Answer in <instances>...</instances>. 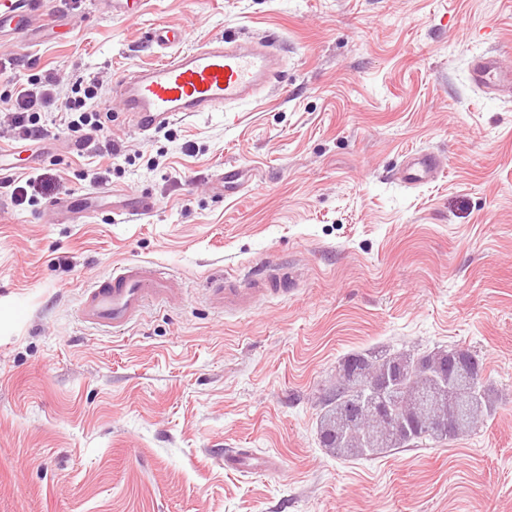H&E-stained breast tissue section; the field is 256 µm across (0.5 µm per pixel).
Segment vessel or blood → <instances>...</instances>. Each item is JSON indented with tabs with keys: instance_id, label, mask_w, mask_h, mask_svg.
<instances>
[{
	"instance_id": "b4317fda",
	"label": "vessel or blood",
	"mask_w": 512,
	"mask_h": 512,
	"mask_svg": "<svg viewBox=\"0 0 512 512\" xmlns=\"http://www.w3.org/2000/svg\"><path fill=\"white\" fill-rule=\"evenodd\" d=\"M39 6L40 0H0V35L28 34ZM188 38L186 29L156 26L150 39L166 50V57L126 73L115 88L140 134H150L198 113L231 111L274 86L284 68L267 38L227 34L191 48L186 45ZM471 77L487 94L512 97V69L503 68L495 52L473 58ZM438 166V156L417 152L406 158L397 178L414 187L432 179ZM293 280L290 268L271 265L262 276L250 278L248 287L211 289V301L225 310L249 309L257 299ZM178 292L176 280L157 265L126 263L85 290L79 317L93 327L122 329L149 303L168 302ZM224 466L261 472L275 470L277 464L251 449L229 448L224 452Z\"/></svg>"
}]
</instances>
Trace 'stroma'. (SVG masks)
Segmentation results:
<instances>
[{"instance_id": "1", "label": "stroma", "mask_w": 512, "mask_h": 512, "mask_svg": "<svg viewBox=\"0 0 512 512\" xmlns=\"http://www.w3.org/2000/svg\"><path fill=\"white\" fill-rule=\"evenodd\" d=\"M43 0L53 34L0 39V96L53 70L111 87L156 62L167 23L191 43L270 37L281 81L229 112L144 137L120 101L106 160L45 123L59 155L40 205L0 198V512H512V98L470 82L512 65V0ZM443 159L407 187L408 153ZM248 171L220 194L225 163ZM153 203L146 215L130 195ZM140 260L184 302L134 325L81 324L85 288ZM293 290L213 309L214 273L266 262ZM478 354L493 409L452 440L371 457L325 447L326 399L352 352ZM251 448L276 471L225 469ZM188 38L186 29L166 25H158L150 33V40L161 49L180 47ZM471 77L473 84L489 95L512 97V69H504L494 51L473 58Z\"/></svg>"}]
</instances>
